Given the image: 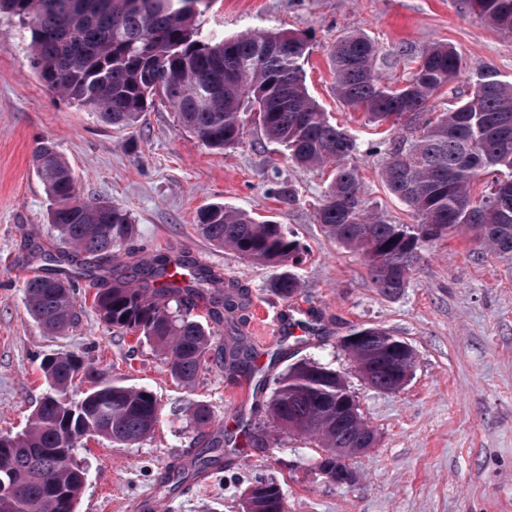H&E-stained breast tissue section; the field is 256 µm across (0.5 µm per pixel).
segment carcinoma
Listing matches in <instances>:
<instances>
[{
	"label": "carcinoma",
	"mask_w": 512,
	"mask_h": 512,
	"mask_svg": "<svg viewBox=\"0 0 512 512\" xmlns=\"http://www.w3.org/2000/svg\"><path fill=\"white\" fill-rule=\"evenodd\" d=\"M86 2L0 0V14L30 30L32 63L49 89L122 127L134 126L156 100H164L183 128L216 149L236 145L246 114H258L265 135L296 164L336 165L317 207V222L336 242L362 255L381 293L399 294L421 266L424 247L455 228L475 232L479 244L512 258V82L493 67L481 66L471 96L436 116L428 111L430 100L459 74L451 46L425 49L410 59V76L391 84L376 70L374 41L356 33L336 40L330 61L337 99L364 110L378 126L398 127L382 175L415 223L395 224L366 206L351 163L356 140L332 124L308 92L302 65L307 35L204 32L197 17L207 0H105L102 10ZM465 3L496 29L512 34V0ZM33 165L50 199L49 223L69 253L38 254L49 269L24 285L29 314L47 333L65 332L81 313L75 282L88 280L96 285L92 306L105 322L138 333L162 352L174 378L193 384L211 360L213 336L187 310L203 299L208 320L222 323L244 306L242 294L233 284L213 287L216 275L189 259L172 266L162 252L129 272L106 266L112 249L133 235L132 214L83 197L49 142L36 146ZM480 172L492 179L475 197L471 185ZM199 226L213 245L281 269L270 283L281 298L301 288L289 270L300 257V244L283 225L257 222L215 203L201 210ZM368 335L344 350L376 389L393 391L394 376L374 364L397 336L379 327L369 328ZM251 362V350L237 345L220 353L217 366L236 370ZM41 370L47 390L28 428L15 435L0 432V489L14 493L6 512H76L87 473L74 458V440L96 436L132 446L154 431L159 417L157 398L143 388L103 385L71 398L74 379L93 372L74 355L51 356ZM347 392L322 364L296 362L275 383L266 402L267 422L252 428L250 447L272 448L282 433L308 436L332 464L336 456L366 447L372 429L362 417H336V407L353 400ZM223 447L221 439L201 449L196 470L221 465ZM246 504L251 512L285 508L274 481L254 490Z\"/></svg>",
	"instance_id": "obj_1"
}]
</instances>
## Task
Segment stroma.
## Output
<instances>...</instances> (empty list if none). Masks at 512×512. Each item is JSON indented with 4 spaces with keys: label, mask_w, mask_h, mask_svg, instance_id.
<instances>
[{
    "label": "stroma",
    "mask_w": 512,
    "mask_h": 512,
    "mask_svg": "<svg viewBox=\"0 0 512 512\" xmlns=\"http://www.w3.org/2000/svg\"><path fill=\"white\" fill-rule=\"evenodd\" d=\"M199 23L227 36L309 35L308 90L331 122L356 137L354 163L367 206L403 224L413 218L381 178L387 142L334 93L336 40L346 33L372 38L376 69L389 82L405 77L408 57L438 43L454 46L461 73L434 100L438 112L469 95L480 66L512 80V35L461 0H212ZM30 42L17 19L0 15V430L25 428L47 388L40 364L61 352L77 354L94 370L76 379L73 397L108 383L147 389L160 402L154 433L138 444L115 447L96 438L77 448L87 471L77 512H130L150 492L161 512H240L243 488L259 477L280 485L287 512H512V258L455 232L427 247L407 288L384 295L361 256L316 222L330 169L294 165L267 139L257 115L247 116L241 142L224 150L203 145L161 102L136 126H113L45 86L31 64ZM45 139L84 195L132 213L135 235L114 248L116 262L130 267L162 251L174 260L191 258L239 287L246 308L211 330L217 343L237 338L251 350L267 388L303 358L341 373L377 437L374 448L350 458L352 482L319 474L322 451L309 438L284 434L266 451L246 447L241 428L264 420L267 388L256 390L248 373L212 364L193 385H182L150 343L100 319L87 303L89 288L78 292L83 313L64 334L49 335L30 317L22 287L41 266L35 250L61 248L32 164ZM284 183L296 189L295 201L277 195ZM216 202L283 224L300 242L303 261L294 272L301 289L291 301L271 291L274 267L203 237L197 216ZM286 304L292 318L278 334H254L255 309L271 321ZM356 326L388 329L414 348L413 371L400 390H375L355 370L340 339ZM196 404L210 410L208 436L229 438L224 464L212 469L205 490L189 478L177 493H162L164 473L203 446L190 420Z\"/></svg>",
    "instance_id": "obj_1"
}]
</instances>
